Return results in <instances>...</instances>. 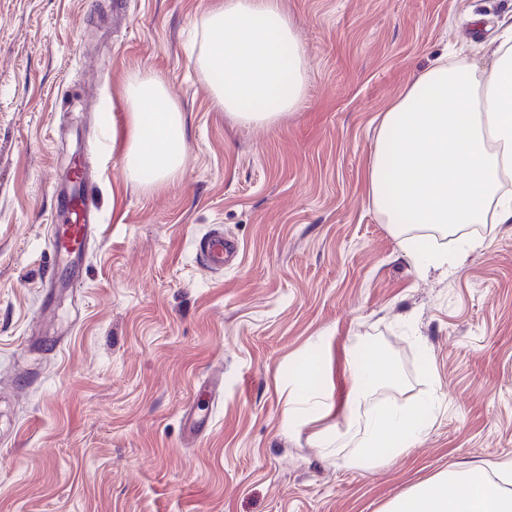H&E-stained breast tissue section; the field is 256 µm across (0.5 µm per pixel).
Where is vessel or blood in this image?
I'll return each instance as SVG.
<instances>
[{
    "mask_svg": "<svg viewBox=\"0 0 512 512\" xmlns=\"http://www.w3.org/2000/svg\"><path fill=\"white\" fill-rule=\"evenodd\" d=\"M73 184V190L59 198L66 221L55 226L49 239L51 252L66 262L73 261L88 248L97 226V212L90 202L92 180L87 159L75 162ZM199 250L206 264L216 270L230 265L236 253L234 243L218 233L202 238Z\"/></svg>",
    "mask_w": 512,
    "mask_h": 512,
    "instance_id": "1",
    "label": "vessel or blood"
}]
</instances>
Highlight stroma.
I'll return each instance as SVG.
<instances>
[{"label":"stroma","mask_w":512,"mask_h":512,"mask_svg":"<svg viewBox=\"0 0 512 512\" xmlns=\"http://www.w3.org/2000/svg\"><path fill=\"white\" fill-rule=\"evenodd\" d=\"M215 2L0 0V512H384L463 464L508 481L512 223L448 235L460 266L422 273L366 175L397 95L437 58L480 59L512 0H280L308 84L269 125L234 122L195 65ZM148 73L186 127L160 189L112 151L122 85ZM78 154L99 231L79 287L50 294ZM212 231L238 246L220 272ZM371 351L400 383L345 409ZM312 356L323 403L294 404ZM420 400L413 448L348 465L372 415ZM190 413L211 428L189 446ZM200 254L212 269H221L232 263L236 247L233 242L226 241L220 233H213L199 242Z\"/></svg>","instance_id":"1"}]
</instances>
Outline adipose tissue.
Here are the masks:
<instances>
[{
    "instance_id": "1",
    "label": "adipose tissue",
    "mask_w": 512,
    "mask_h": 512,
    "mask_svg": "<svg viewBox=\"0 0 512 512\" xmlns=\"http://www.w3.org/2000/svg\"><path fill=\"white\" fill-rule=\"evenodd\" d=\"M488 64L438 59L408 83L384 113L368 169V195L397 228L454 230L512 222V21ZM207 49L195 61L218 105L241 124H271L295 110L306 69L279 0H222L204 21ZM128 179L161 188L185 163L177 103L154 75L125 87ZM428 407L383 412L368 424L351 465L382 463L383 450L413 447ZM385 512H512V492L481 469L434 477Z\"/></svg>"
}]
</instances>
